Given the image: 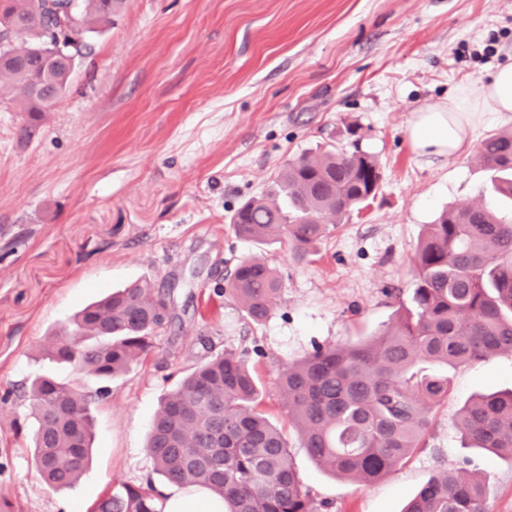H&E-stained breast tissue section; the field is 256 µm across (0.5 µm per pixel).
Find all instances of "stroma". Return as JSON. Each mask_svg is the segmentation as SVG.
<instances>
[{"mask_svg": "<svg viewBox=\"0 0 512 512\" xmlns=\"http://www.w3.org/2000/svg\"><path fill=\"white\" fill-rule=\"evenodd\" d=\"M66 94L22 139L25 113L0 106V501L14 512H92L120 483L152 475L145 441L161 399L224 349L251 351L263 409L288 418L279 366L317 345L384 330L387 288L410 289L409 257L446 207L480 202L501 216L476 148L423 158L413 112L458 87L479 92L512 63V0H125L90 37ZM383 165L378 196L330 229L315 255L236 237L230 218L264 194L288 159L346 144ZM273 260L283 289L255 324L217 293L242 258ZM151 279L171 293V319L142 363L96 397L93 458L72 487L36 471L30 386L71 379L40 346L84 305ZM448 400L426 447L361 488L320 469L289 434L294 465L330 512H402L437 466L483 474L491 512H512V462L461 445L456 411L512 388V353L449 369Z\"/></svg>", "mask_w": 512, "mask_h": 512, "instance_id": "obj_1", "label": "stroma"}]
</instances>
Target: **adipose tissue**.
I'll use <instances>...</instances> for the list:
<instances>
[{"label":"adipose tissue","instance_id":"1","mask_svg":"<svg viewBox=\"0 0 512 512\" xmlns=\"http://www.w3.org/2000/svg\"><path fill=\"white\" fill-rule=\"evenodd\" d=\"M512 121V63L501 66L477 104L465 93L449 97L447 104L414 112L408 132L412 146L422 157H451L465 151L484 113ZM162 512H225L223 500L204 490L169 485L163 489Z\"/></svg>","mask_w":512,"mask_h":512}]
</instances>
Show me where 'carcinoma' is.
<instances>
[{"label":"carcinoma","mask_w":512,"mask_h":512,"mask_svg":"<svg viewBox=\"0 0 512 512\" xmlns=\"http://www.w3.org/2000/svg\"><path fill=\"white\" fill-rule=\"evenodd\" d=\"M124 0H76L85 37L112 25ZM67 0H0V100L37 119L45 112L34 89L69 87L74 65L46 72L39 41L54 36L48 5ZM332 146L296 156L280 169L276 189L253 197L230 219L233 233L258 245L279 243L303 261L331 224H341L374 199L383 177L376 156L359 146ZM477 159L496 173L494 192L512 199V132L481 141ZM414 288L383 294L395 318L355 344L317 346L282 366L278 397L300 447L324 471L359 487L373 484L426 445L434 410L448 397V375L423 364L462 367L512 352V221L467 203L428 225L410 257ZM282 289L266 259L240 260L224 294L259 324ZM165 307L153 281L143 279L89 304L72 328L49 337L41 351L78 376L111 380L155 347ZM248 352L226 348L184 377L162 401L148 433L153 471L167 483L199 488L224 499L227 512H324L304 486L282 429L260 409L262 389ZM33 460L45 484L76 483L90 462L91 399L75 383L39 378L32 385ZM469 448L512 461V390L480 395L458 413ZM440 468L404 512H489L480 474ZM152 478L121 483L92 512H159Z\"/></svg>","instance_id":"1"}]
</instances>
